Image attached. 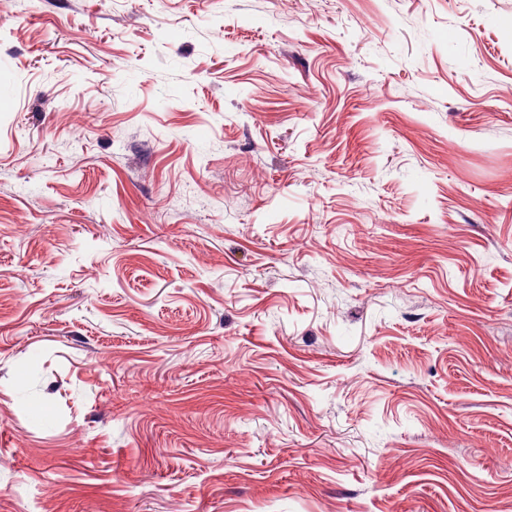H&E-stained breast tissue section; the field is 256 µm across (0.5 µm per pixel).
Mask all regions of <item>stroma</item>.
Listing matches in <instances>:
<instances>
[{"label": "stroma", "instance_id": "35a3bbf8", "mask_svg": "<svg viewBox=\"0 0 512 512\" xmlns=\"http://www.w3.org/2000/svg\"><path fill=\"white\" fill-rule=\"evenodd\" d=\"M0 512H512V0H0Z\"/></svg>", "mask_w": 512, "mask_h": 512}]
</instances>
